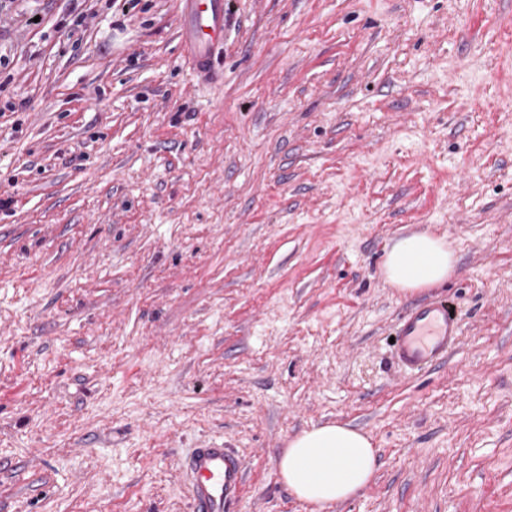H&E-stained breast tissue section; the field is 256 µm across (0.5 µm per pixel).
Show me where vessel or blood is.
Returning a JSON list of instances; mask_svg holds the SVG:
<instances>
[{
    "label": "vessel or blood",
    "instance_id": "1",
    "mask_svg": "<svg viewBox=\"0 0 512 512\" xmlns=\"http://www.w3.org/2000/svg\"><path fill=\"white\" fill-rule=\"evenodd\" d=\"M179 39L197 75L219 76L212 52L224 40L225 0H179ZM448 298L426 296L400 317L392 334L394 363L407 374L440 366L456 348L462 323ZM187 468L192 477L193 512H233L245 485V464L231 448H196Z\"/></svg>",
    "mask_w": 512,
    "mask_h": 512
}]
</instances>
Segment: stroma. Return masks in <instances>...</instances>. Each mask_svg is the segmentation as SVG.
Listing matches in <instances>:
<instances>
[{
	"label": "stroma",
	"mask_w": 512,
	"mask_h": 512,
	"mask_svg": "<svg viewBox=\"0 0 512 512\" xmlns=\"http://www.w3.org/2000/svg\"><path fill=\"white\" fill-rule=\"evenodd\" d=\"M178 0H0V512H512V0H228L201 81ZM446 238V364L400 373L397 238ZM378 468L325 510L289 438ZM278 466L289 491L323 509L350 499L365 487L378 461L365 433L336 423L291 438ZM187 469L193 512H233L243 494L246 472L233 448H194Z\"/></svg>",
	"instance_id": "35a3bbf8"
}]
</instances>
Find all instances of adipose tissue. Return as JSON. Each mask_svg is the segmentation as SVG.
<instances>
[{
  "label": "adipose tissue",
  "instance_id": "ef3b65f1",
  "mask_svg": "<svg viewBox=\"0 0 512 512\" xmlns=\"http://www.w3.org/2000/svg\"><path fill=\"white\" fill-rule=\"evenodd\" d=\"M454 262L455 255L445 238L416 233L395 241L383 268L393 287L412 292L447 280ZM377 467L371 439L337 423L291 438L279 460L288 490L321 510L353 497L372 480Z\"/></svg>",
  "mask_w": 512,
  "mask_h": 512
}]
</instances>
